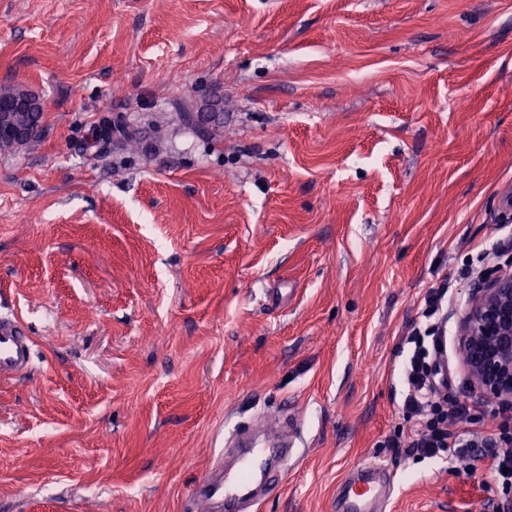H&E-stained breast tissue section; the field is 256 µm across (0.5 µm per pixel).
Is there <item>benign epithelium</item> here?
Here are the masks:
<instances>
[{"mask_svg":"<svg viewBox=\"0 0 512 512\" xmlns=\"http://www.w3.org/2000/svg\"><path fill=\"white\" fill-rule=\"evenodd\" d=\"M39 104L17 94L0 111V137L21 140L27 128L17 125L28 114L38 120ZM459 350L463 363L480 396L512 402V271L482 282L462 319Z\"/></svg>","mask_w":512,"mask_h":512,"instance_id":"1","label":"benign epithelium"}]
</instances>
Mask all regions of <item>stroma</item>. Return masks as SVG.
I'll list each match as a JSON object with an SVG mask.
<instances>
[{
	"label": "stroma",
	"mask_w": 512,
	"mask_h": 512,
	"mask_svg": "<svg viewBox=\"0 0 512 512\" xmlns=\"http://www.w3.org/2000/svg\"><path fill=\"white\" fill-rule=\"evenodd\" d=\"M4 88L43 121L0 153V313L35 349L0 512H198L225 436L285 411L305 445L257 512H336L372 459L382 512H512L494 446L386 445L426 290L471 396L461 320L512 271V0H0Z\"/></svg>",
	"instance_id": "obj_1"
}]
</instances>
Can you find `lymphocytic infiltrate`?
Returning <instances> with one entry per match:
<instances>
[{"mask_svg": "<svg viewBox=\"0 0 512 512\" xmlns=\"http://www.w3.org/2000/svg\"><path fill=\"white\" fill-rule=\"evenodd\" d=\"M445 295L443 288L428 289L422 299L424 324L414 328L406 338L410 349L402 370L407 392L401 410L404 416L416 418L417 429L408 442L393 438L388 445L404 448L409 455L452 460L463 449L476 447V440L465 439L461 429L483 423L487 411L481 402L462 397L452 390L441 392L437 386L435 350L440 347L445 333Z\"/></svg>", "mask_w": 512, "mask_h": 512, "instance_id": "1", "label": "lymphocytic infiltrate"}]
</instances>
